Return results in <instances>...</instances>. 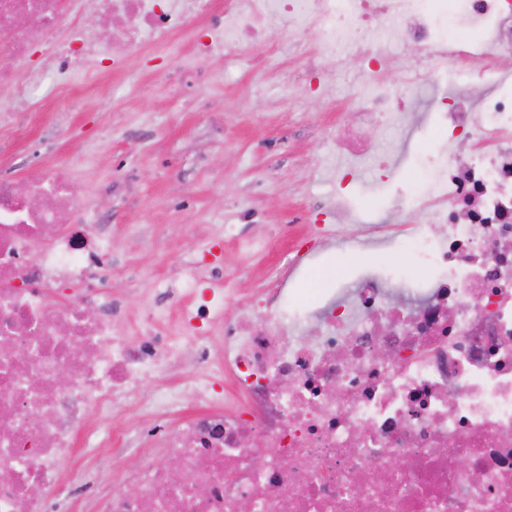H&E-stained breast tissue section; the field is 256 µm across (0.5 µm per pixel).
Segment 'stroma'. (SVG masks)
<instances>
[{
  "label": "stroma",
  "instance_id": "1",
  "mask_svg": "<svg viewBox=\"0 0 512 512\" xmlns=\"http://www.w3.org/2000/svg\"><path fill=\"white\" fill-rule=\"evenodd\" d=\"M362 47L346 44L342 64L308 96L302 85L318 48L311 36L275 58L273 78L254 66L264 52L259 44L230 60L206 59L214 78L201 97L189 83H175L161 51H143L132 63L146 88L141 95L123 79L99 80L100 62L89 63L85 87L72 97L66 118L47 113L36 133L50 138V159L87 157L75 173V198L112 213V290L129 316L141 315L144 296L158 297L154 282L170 265L208 246L219 273L205 277V291L231 289L225 312L245 306L284 253L294 216L335 223L334 213L320 205L339 194L360 220L345 227L344 247L321 250L319 265L329 271L325 287H340L369 269L415 265L407 251L361 247V227L401 221L393 202L420 177L421 156L446 151L430 131L442 97L471 96L477 87L451 69L439 75L433 93L410 91L420 120L382 139L383 149L396 152L389 177L370 171L341 183L348 161L325 129L356 125L352 96L370 80L395 88L410 71L429 66L412 47L398 44L388 50L391 67L372 79L360 65ZM244 209L258 212L259 222L241 223ZM229 226L240 245L225 240ZM252 238L266 239L264 251L245 248Z\"/></svg>",
  "mask_w": 512,
  "mask_h": 512
}]
</instances>
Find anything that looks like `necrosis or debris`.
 I'll list each match as a JSON object with an SVG mask.
<instances>
[{
    "label": "necrosis or debris",
    "mask_w": 512,
    "mask_h": 512,
    "mask_svg": "<svg viewBox=\"0 0 512 512\" xmlns=\"http://www.w3.org/2000/svg\"><path fill=\"white\" fill-rule=\"evenodd\" d=\"M91 14L108 40L82 28ZM274 21L315 36V79L371 32L487 79L436 114L435 134L471 152L449 149L398 199L409 221L367 227L368 246L409 250L427 275L369 272L302 300L293 283L315 242H338L354 219L339 199L335 223L294 237L248 307L221 318L201 293L176 313L147 309L132 338L104 267L110 216L86 222L75 204L78 161L21 175L0 140V512H73L79 490L85 512H512V0H235L219 13L211 0H0V58L13 62L0 117L22 139L51 107L39 88H79L90 52L117 74L160 48L207 84L199 60L261 43L265 68L282 48ZM353 105L361 120L334 143L391 168L375 138L408 126L404 90L377 83ZM174 325L194 355L171 344ZM184 364L200 381L190 414L158 381ZM130 406L154 431L134 446ZM112 448L134 459L117 483L103 466ZM172 459L190 482L170 478Z\"/></svg>",
    "instance_id": "1"
}]
</instances>
